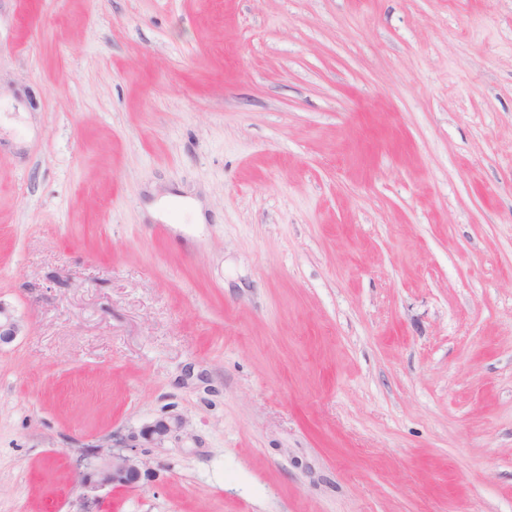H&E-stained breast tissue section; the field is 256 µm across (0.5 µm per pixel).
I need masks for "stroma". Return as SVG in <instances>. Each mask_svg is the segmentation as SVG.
Listing matches in <instances>:
<instances>
[{"label": "stroma", "instance_id": "35a3bbf8", "mask_svg": "<svg viewBox=\"0 0 512 512\" xmlns=\"http://www.w3.org/2000/svg\"><path fill=\"white\" fill-rule=\"evenodd\" d=\"M0 303V512H512V0H0ZM129 441H136L135 437L128 440L113 436L112 447L124 449L118 452L112 449L111 455L104 458L92 471L81 472L78 476L81 485L90 492L106 488L134 487L142 476L141 463L133 450L137 448L136 444H130Z\"/></svg>", "mask_w": 512, "mask_h": 512}]
</instances>
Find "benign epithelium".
<instances>
[{
    "instance_id": "obj_1",
    "label": "benign epithelium",
    "mask_w": 512,
    "mask_h": 512,
    "mask_svg": "<svg viewBox=\"0 0 512 512\" xmlns=\"http://www.w3.org/2000/svg\"><path fill=\"white\" fill-rule=\"evenodd\" d=\"M19 324L0 305V347L12 343L19 335ZM171 432V425L159 420L155 424L146 427L141 437L147 442L160 445ZM112 447L116 451L103 459L90 472H81L79 481L90 492H96L106 488L134 487L141 479L140 461L134 453L135 445L120 436L112 437Z\"/></svg>"
}]
</instances>
